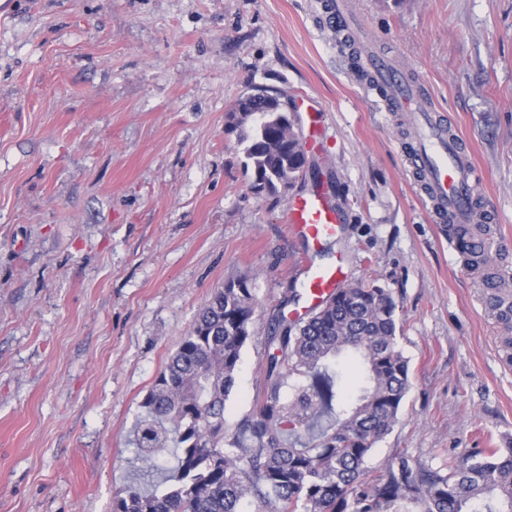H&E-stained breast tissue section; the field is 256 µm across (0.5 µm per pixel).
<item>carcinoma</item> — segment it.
I'll return each mask as SVG.
<instances>
[{
  "mask_svg": "<svg viewBox=\"0 0 512 512\" xmlns=\"http://www.w3.org/2000/svg\"><path fill=\"white\" fill-rule=\"evenodd\" d=\"M252 189L276 193L302 172L284 112L240 98ZM249 279L224 284L201 306L142 407L135 452L153 465L170 449L174 484L118 492L112 512H512V448H472L432 468L403 453L369 474L410 389L396 305L373 284L343 288L310 316L273 319L266 384L230 433L224 408L254 339Z\"/></svg>",
  "mask_w": 512,
  "mask_h": 512,
  "instance_id": "obj_1",
  "label": "carcinoma"
}]
</instances>
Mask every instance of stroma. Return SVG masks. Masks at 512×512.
I'll return each instance as SVG.
<instances>
[{
	"label": "stroma",
	"instance_id": "obj_1",
	"mask_svg": "<svg viewBox=\"0 0 512 512\" xmlns=\"http://www.w3.org/2000/svg\"><path fill=\"white\" fill-rule=\"evenodd\" d=\"M375 49L453 120L512 272V0H347ZM321 0H0V512H112L141 481L142 402L214 289L255 286L224 426L264 387L297 308L292 197L322 182L348 283L390 291L410 389L368 467L512 441V328L406 164L411 129L366 86ZM260 90L316 99L312 173L259 194L228 114Z\"/></svg>",
	"mask_w": 512,
	"mask_h": 512
}]
</instances>
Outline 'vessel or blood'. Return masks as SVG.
Listing matches in <instances>:
<instances>
[{"label":"vessel or blood","mask_w":512,"mask_h":512,"mask_svg":"<svg viewBox=\"0 0 512 512\" xmlns=\"http://www.w3.org/2000/svg\"><path fill=\"white\" fill-rule=\"evenodd\" d=\"M363 65L389 109L403 113L416 126L415 137L405 149L406 162L431 204L434 221L447 225L449 241H468L477 245L483 256H490L497 241L488 227L478 223L476 215L474 187L482 173L470 161L466 144L450 133V119L424 107L419 84L388 57L371 51L364 56ZM301 104L308 145L319 147L322 115L311 99H302ZM288 222L314 253L343 230L338 213L318 190L290 201ZM346 279L341 262L310 264L303 279L305 309H314L332 297L345 287Z\"/></svg>","instance_id":"obj_1"}]
</instances>
